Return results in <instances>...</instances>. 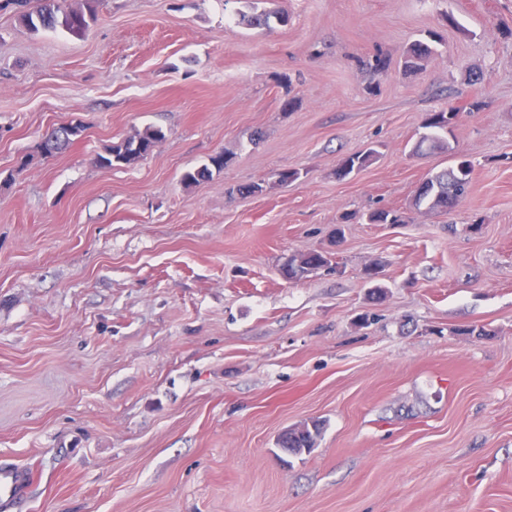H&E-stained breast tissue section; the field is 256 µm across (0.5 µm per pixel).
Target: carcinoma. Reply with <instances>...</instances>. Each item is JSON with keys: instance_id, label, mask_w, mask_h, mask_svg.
Instances as JSON below:
<instances>
[{"instance_id": "cac0c4a2", "label": "carcinoma", "mask_w": 512, "mask_h": 512, "mask_svg": "<svg viewBox=\"0 0 512 512\" xmlns=\"http://www.w3.org/2000/svg\"><path fill=\"white\" fill-rule=\"evenodd\" d=\"M92 0H84L79 10L67 0H36L30 6V0H19V19L22 25L31 32L54 30L62 27L73 36H82L95 20ZM442 44V37L436 32L428 33L427 39L414 41L406 51L404 68L416 71L421 68L422 61L437 52ZM358 65L367 71L379 75L388 71L390 60L377 51L372 55L358 60ZM461 108L450 105L439 112L429 114L423 121L422 129L413 150L419 152L423 147L432 150L449 148L446 136L452 133L459 118ZM163 137L162 131L147 127L144 131L129 136L121 142L107 148L105 153L97 155L95 162L103 168L130 166L147 157L156 143ZM78 141V135L69 133L49 137L40 142L39 153L45 157L65 152ZM376 151L368 149L343 157L336 169V175L346 178L366 168L375 158ZM226 157L220 152L209 157L208 162L186 171L182 180L187 184L200 183L212 178L213 173L224 169ZM473 174L471 161L461 158L453 165L432 173L418 188L413 205L417 208L425 205L431 211L446 212L448 209L464 201L468 196ZM370 224H397L401 218L384 209H375L365 214ZM332 268L331 256L320 251L299 253L288 258L287 280L306 279L322 269ZM321 434V423L313 421L300 427L288 430L285 437L279 440V447L290 455H301L311 451L317 444Z\"/></svg>"}]
</instances>
